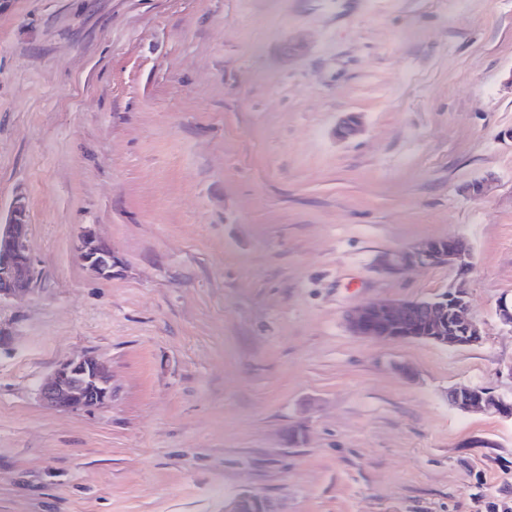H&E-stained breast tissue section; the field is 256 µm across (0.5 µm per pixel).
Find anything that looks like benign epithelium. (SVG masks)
<instances>
[{
  "label": "benign epithelium",
  "mask_w": 512,
  "mask_h": 512,
  "mask_svg": "<svg viewBox=\"0 0 512 512\" xmlns=\"http://www.w3.org/2000/svg\"><path fill=\"white\" fill-rule=\"evenodd\" d=\"M27 204L14 200L0 217V304L32 290L38 270L28 247ZM80 261L99 277L112 276V252L91 233L77 246ZM412 265L443 266L453 273L448 289L428 301H376L360 306L350 317L351 331L370 339L426 340L444 347L479 339L480 322L465 286L473 269L470 243L462 237L431 239L405 250L389 251L378 260L386 273H401ZM39 401L55 410L77 412L112 401V376L107 364L93 355L64 358L38 386ZM449 403L460 411L484 408L512 418V400L491 396L483 388L460 385L448 390ZM224 512H274L261 496L245 491L224 504Z\"/></svg>",
  "instance_id": "7a95c632"
}]
</instances>
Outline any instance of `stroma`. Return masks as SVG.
Wrapping results in <instances>:
<instances>
[{
    "mask_svg": "<svg viewBox=\"0 0 512 512\" xmlns=\"http://www.w3.org/2000/svg\"><path fill=\"white\" fill-rule=\"evenodd\" d=\"M19 195L0 512H512V418L448 401L512 399V0H0V214ZM455 235L478 343L350 331L451 279L383 253ZM84 353L111 404L42 405ZM80 261L90 272L99 277H111L112 252L102 243L97 241L90 232L84 234L77 246ZM448 401L460 411L484 408L502 418H512V400L491 396L483 388L456 386L449 389ZM261 496L245 491L224 504V512H274L273 507Z\"/></svg>",
    "mask_w": 512,
    "mask_h": 512,
    "instance_id": "1",
    "label": "stroma"
}]
</instances>
